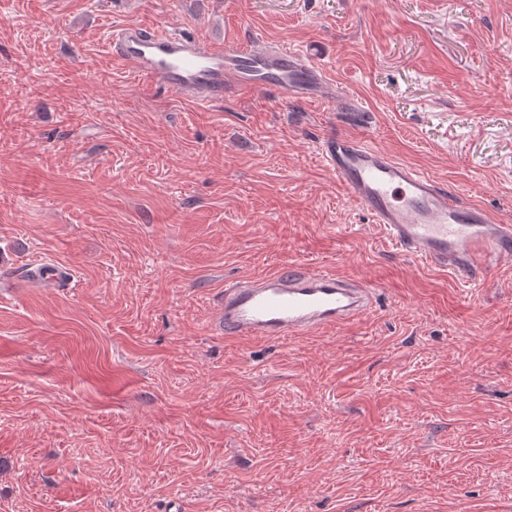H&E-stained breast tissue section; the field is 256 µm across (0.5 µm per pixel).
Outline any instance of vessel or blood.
I'll list each match as a JSON object with an SVG mask.
<instances>
[{
    "label": "vessel or blood",
    "mask_w": 512,
    "mask_h": 512,
    "mask_svg": "<svg viewBox=\"0 0 512 512\" xmlns=\"http://www.w3.org/2000/svg\"><path fill=\"white\" fill-rule=\"evenodd\" d=\"M112 56L137 79L200 102L223 100L228 88H280L305 101L335 98L311 56L266 46L216 48L173 30L140 26L113 30ZM320 154L351 197L380 224L404 255L464 274L512 258V225L480 207L453 200L448 189L362 140L326 134ZM369 285L323 270L288 264L248 281H228L221 323L231 336H304L367 313Z\"/></svg>",
    "instance_id": "obj_1"
}]
</instances>
